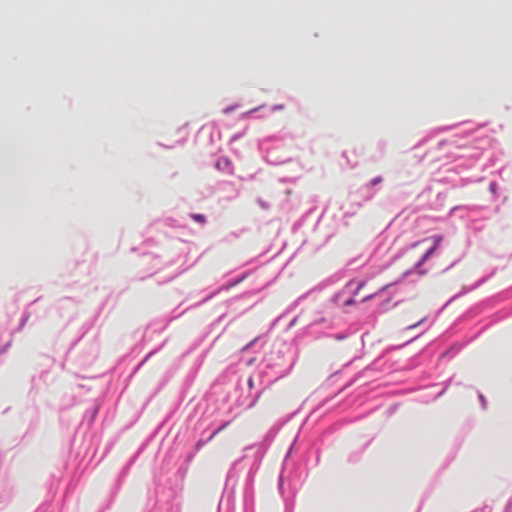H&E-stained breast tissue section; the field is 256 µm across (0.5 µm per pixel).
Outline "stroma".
Here are the masks:
<instances>
[{"mask_svg": "<svg viewBox=\"0 0 512 512\" xmlns=\"http://www.w3.org/2000/svg\"><path fill=\"white\" fill-rule=\"evenodd\" d=\"M486 73L492 98L453 106L478 49L442 29L436 55L397 41L417 89L404 131L384 119L400 80L373 61L371 26L341 45L322 22L287 60L211 32L156 53L101 99L44 58L38 114L13 112L37 210L0 209V512H298L323 459L350 440L384 448L364 483L322 488L313 512H430L448 475L512 460L459 411L408 410L448 369H512V33ZM158 107L142 109L143 99ZM426 234L429 269L357 308L353 278ZM142 457L104 462L129 436ZM223 451L219 469L201 465ZM28 482L19 485L17 476Z\"/></svg>", "mask_w": 512, "mask_h": 512, "instance_id": "35a3bbf8", "label": "stroma"}]
</instances>
